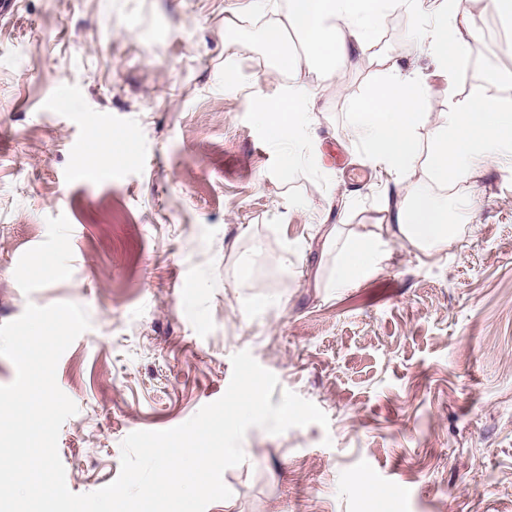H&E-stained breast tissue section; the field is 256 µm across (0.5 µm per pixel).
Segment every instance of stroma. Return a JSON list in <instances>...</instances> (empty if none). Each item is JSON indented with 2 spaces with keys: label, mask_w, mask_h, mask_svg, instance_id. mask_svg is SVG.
Instances as JSON below:
<instances>
[{
  "label": "stroma",
  "mask_w": 512,
  "mask_h": 512,
  "mask_svg": "<svg viewBox=\"0 0 512 512\" xmlns=\"http://www.w3.org/2000/svg\"><path fill=\"white\" fill-rule=\"evenodd\" d=\"M14 2L0 13V324L30 303L88 310L56 369L78 408L58 438L69 490L115 480L130 433L218 400L246 350L278 378L272 404L295 392L329 424L249 429L223 474L231 497L207 512H512V160L482 170L473 210L448 193L446 250L394 239L383 271L345 290L320 223L381 235V194L403 200L349 139L379 55L428 75L426 140L457 98L512 99V28L482 14L448 83L419 20L386 13L374 53L317 90L320 165L287 172L256 114L291 81L261 58L274 0ZM101 151L108 183L86 175Z\"/></svg>",
  "instance_id": "stroma-1"
}]
</instances>
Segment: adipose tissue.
Segmentation results:
<instances>
[{"instance_id":"ef3b65f1","label":"adipose tissue","mask_w":512,"mask_h":512,"mask_svg":"<svg viewBox=\"0 0 512 512\" xmlns=\"http://www.w3.org/2000/svg\"><path fill=\"white\" fill-rule=\"evenodd\" d=\"M399 10L422 18L416 40L431 56L439 76L453 81L469 55L480 28L462 0H287L266 36L267 48L281 55L293 82L285 96L266 101L260 116L274 131L284 170L319 159L307 130L316 110L317 83L341 78L374 47L376 24L386 12ZM384 81L352 116L351 140L374 167L398 173L406 184L394 216L395 231L425 253L447 248L452 236L448 209L428 184L438 189L466 185L463 209L479 201L471 184L482 164L512 157V101L463 97L432 131L423 147V105L429 87L425 76L403 71L393 57L383 60ZM387 257L381 237L358 234L342 246L332 287L345 289L380 271Z\"/></svg>"}]
</instances>
